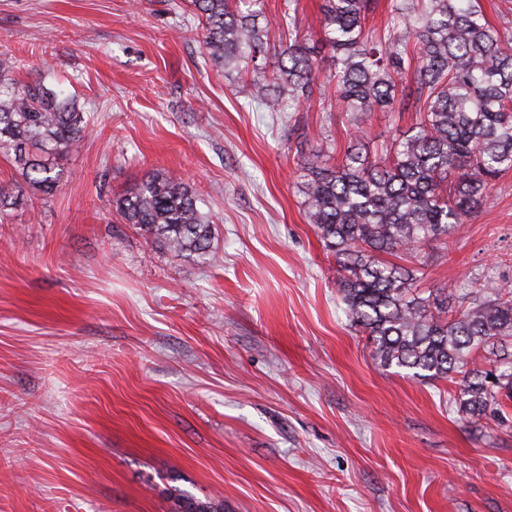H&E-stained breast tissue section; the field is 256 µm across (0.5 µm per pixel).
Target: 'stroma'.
Segmentation results:
<instances>
[{"label":"stroma","mask_w":512,"mask_h":512,"mask_svg":"<svg viewBox=\"0 0 512 512\" xmlns=\"http://www.w3.org/2000/svg\"><path fill=\"white\" fill-rule=\"evenodd\" d=\"M2 52L90 127L0 215V512H512V411L469 423L456 384L379 364L300 191L297 145L382 152L419 114L357 127L331 85L266 111L185 0H0ZM153 170L203 199L208 261L113 211ZM417 278L512 289V172Z\"/></svg>","instance_id":"35a3bbf8"}]
</instances>
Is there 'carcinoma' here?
I'll list each match as a JSON object with an SVG mask.
<instances>
[{"mask_svg":"<svg viewBox=\"0 0 512 512\" xmlns=\"http://www.w3.org/2000/svg\"><path fill=\"white\" fill-rule=\"evenodd\" d=\"M236 0H191L201 40L216 66L246 74L238 93L268 112L307 101L322 88L298 0L277 21L288 41L271 51V21ZM378 0H323L320 26L332 53L343 109L422 113L410 134L372 156L361 135L340 161L324 148L300 153L301 192L317 236L334 247L338 291L350 322L373 341L381 365L416 378L461 376L455 398L473 421L512 401V289L475 283L427 293L416 270L388 263L455 233L479 211L503 173L512 170V36L490 24L476 0H390L387 35L374 38L364 21ZM13 56L0 57V154L28 188L45 196L61 183V162L81 145L90 123L74 101L36 80L20 84ZM412 76L411 84L399 86ZM20 194L0 185V214ZM185 179L148 174L112 209L158 243L188 257L210 253L213 224ZM508 366L487 372L474 355Z\"/></svg>","mask_w":512,"mask_h":512,"instance_id":"1","label":"carcinoma"}]
</instances>
